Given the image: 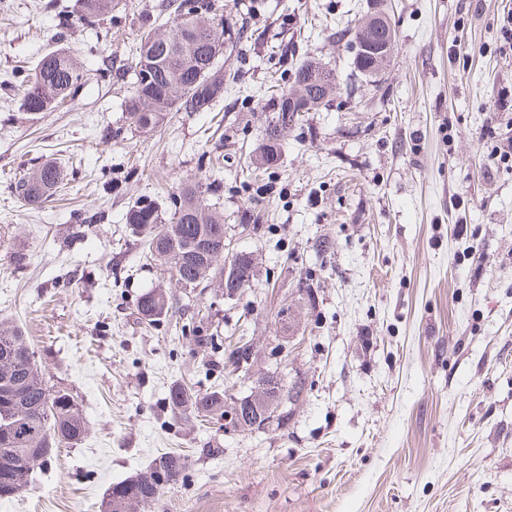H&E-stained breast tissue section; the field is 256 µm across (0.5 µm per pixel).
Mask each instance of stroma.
Returning a JSON list of instances; mask_svg holds the SVG:
<instances>
[{
  "mask_svg": "<svg viewBox=\"0 0 512 512\" xmlns=\"http://www.w3.org/2000/svg\"><path fill=\"white\" fill-rule=\"evenodd\" d=\"M159 2L122 0L98 24L79 0H0V322L87 422L0 512H101L167 451L186 469L147 512H512V0H214L241 91L143 134L100 68L130 61L147 17L166 25ZM380 12L397 46L370 77L337 25ZM63 22L88 79L67 107L22 111L9 85ZM305 59L335 72L336 95L257 174L269 101ZM47 159L65 178L32 210L10 184ZM201 177L221 185L225 242L255 258L252 293L188 296L125 222L136 199L169 210ZM88 211L102 221L78 225ZM159 285L174 307L149 327L136 304ZM241 336L253 378L304 386L280 425L174 416L176 385L251 393L224 369Z\"/></svg>",
  "mask_w": 512,
  "mask_h": 512,
  "instance_id": "stroma-1",
  "label": "stroma"
}]
</instances>
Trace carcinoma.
<instances>
[{"label":"carcinoma","mask_w":512,"mask_h":512,"mask_svg":"<svg viewBox=\"0 0 512 512\" xmlns=\"http://www.w3.org/2000/svg\"><path fill=\"white\" fill-rule=\"evenodd\" d=\"M116 0H80V18L90 22L112 20ZM211 0H169L171 24L161 32L148 27L131 64L112 72L106 61V74L128 83L124 101L129 125L140 132L159 127L171 112H207L216 98L224 94V74L218 69V56L211 42L224 40V15L212 12ZM87 80L76 59L62 50L46 52L14 85L26 112H52L74 100ZM301 113L288 110V94L272 105L256 164L268 168L277 161L282 132L299 124ZM63 180V170L53 161L38 163L24 171L11 185L13 194L32 208L48 202ZM216 194L214 183L195 181L184 184L172 199L166 216L146 199L128 208L125 220L133 230L145 234V259L166 267L177 283L190 284L189 291L205 288L224 279V223L210 208L209 197ZM215 253L214 262L204 263L200 247ZM169 298L160 288L143 293L137 301L140 319L153 325L167 316ZM0 382L14 389L19 400L6 406L0 402V448L11 453L17 467L11 470L16 493L28 479L27 457L38 454L51 458L52 439L79 441L86 433L82 409L66 389L51 390L43 378L34 351L22 333L0 322ZM267 393L286 400L299 395L302 387L288 391L278 376L266 378ZM167 405L174 414L224 412V393L214 390L205 395L183 385L172 388ZM165 465L151 463L148 472L118 483L117 493L105 492L104 512H144L174 487L186 468L181 455H160Z\"/></svg>","instance_id":"cac0c4a2"}]
</instances>
